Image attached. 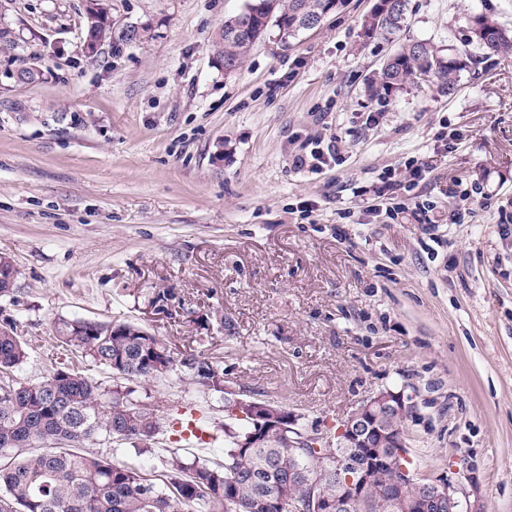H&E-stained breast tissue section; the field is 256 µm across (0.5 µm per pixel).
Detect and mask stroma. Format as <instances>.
I'll use <instances>...</instances> for the list:
<instances>
[{
  "instance_id": "35a3bbf8",
  "label": "stroma",
  "mask_w": 512,
  "mask_h": 512,
  "mask_svg": "<svg viewBox=\"0 0 512 512\" xmlns=\"http://www.w3.org/2000/svg\"><path fill=\"white\" fill-rule=\"evenodd\" d=\"M111 4L147 35L92 53L85 0L5 5L18 47L0 53V254L20 275L0 325L27 346L17 376L79 368L52 329L82 318L205 351L321 433L401 390L413 468L445 477L463 461L487 512H512V54L450 90L378 98L367 82L394 45L363 34L374 0L288 43L261 38L231 74L211 43L245 0ZM477 15L512 30V0H409L406 34L457 58ZM30 59L42 82H16ZM308 137L339 163L295 168ZM413 160L432 229L373 196ZM134 397L164 426L150 452L122 441L116 458L148 477L183 407L224 428L220 395L177 374Z\"/></svg>"
}]
</instances>
